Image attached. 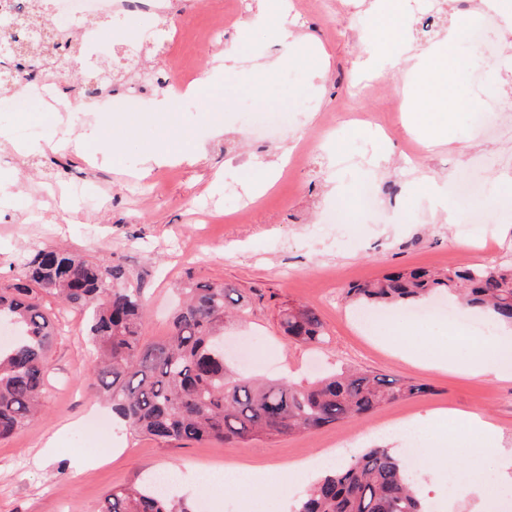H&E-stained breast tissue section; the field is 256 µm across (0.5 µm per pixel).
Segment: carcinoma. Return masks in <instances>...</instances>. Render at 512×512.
<instances>
[{
	"instance_id": "1",
	"label": "carcinoma",
	"mask_w": 512,
	"mask_h": 512,
	"mask_svg": "<svg viewBox=\"0 0 512 512\" xmlns=\"http://www.w3.org/2000/svg\"><path fill=\"white\" fill-rule=\"evenodd\" d=\"M131 67L128 62L116 70L107 63L96 85L84 90L85 97L99 98ZM436 294L456 295L469 308L512 326V263L391 272L349 288L346 297L361 308L410 307ZM48 297L90 311L87 336L99 353L92 388L132 433L157 440L248 444L363 419L385 404L426 392L421 385L360 372L335 373L307 385L258 383L233 373L224 365L219 340L224 316L243 302L236 288L219 282L192 284L170 335L149 343L142 336L143 288L127 283L123 265L44 248L23 264L12 287L0 289V327L16 330L11 343L0 347V440L13 437L39 412L48 352L58 332L47 312ZM280 322L297 342L326 341L323 322L312 308L288 309ZM406 471L390 449L368 448L350 463L326 470L293 512H429ZM99 512L194 510L147 483L113 488Z\"/></svg>"
}]
</instances>
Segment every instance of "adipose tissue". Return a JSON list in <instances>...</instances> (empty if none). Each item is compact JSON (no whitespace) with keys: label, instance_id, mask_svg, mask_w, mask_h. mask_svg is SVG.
I'll use <instances>...</instances> for the list:
<instances>
[{"label":"adipose tissue","instance_id":"ef3b65f1","mask_svg":"<svg viewBox=\"0 0 512 512\" xmlns=\"http://www.w3.org/2000/svg\"><path fill=\"white\" fill-rule=\"evenodd\" d=\"M282 0H256L247 24L265 29L272 41L290 47L301 44L288 21V13L281 6ZM402 313H395L393 321L373 328L372 333L385 343H400L403 355L410 361L432 371H457L472 378L486 379L499 376V360L512 355V346L474 341L462 354L450 353L447 344L434 343L423 336H409L407 342H399L396 332L404 328ZM456 419L463 430L455 443L435 428ZM497 427L477 409L458 410L438 407L428 410L425 416H416L395 422L380 430L383 441L415 439L423 448L430 465L444 470L453 484L458 499H478L484 507H491L503 494L500 477H493L481 468L482 462L495 450L498 440ZM458 460L459 468H449V460ZM319 458L289 462L278 466L230 464L221 470L200 472V487L225 486L241 489L247 496L282 491L307 481L310 473L319 465Z\"/></svg>","mask_w":512,"mask_h":512}]
</instances>
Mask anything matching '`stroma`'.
I'll use <instances>...</instances> for the list:
<instances>
[{"mask_svg":"<svg viewBox=\"0 0 512 512\" xmlns=\"http://www.w3.org/2000/svg\"><path fill=\"white\" fill-rule=\"evenodd\" d=\"M251 0H175L164 15L127 21L132 43L146 46L142 75L161 74L164 61L153 52L158 32L188 72L223 64L224 51L237 45L247 67L283 46L267 42L263 30L246 28ZM370 0H288V18L310 46L321 68L312 75L300 61L284 66L262 93L244 78L199 93L175 113L168 131L142 106L114 159L92 146L76 150L89 126L120 118L119 100L92 102L66 117L68 134L40 109L0 114V168L13 171L15 195L0 204V288L14 283L23 262L36 250L63 246L90 259L123 265L148 303L144 338L165 339L180 295L197 281L224 282L249 302L245 319L224 324L226 357L241 376L308 384L339 369L381 374L425 386L426 394L401 398L361 420H343L311 433L232 445L219 441L165 442L127 431L110 405L98 399L85 376L95 357L85 336L83 314L52 303L62 333L48 359L44 406L22 431L0 441V512H99L110 489L139 484L159 470H173L177 491L197 503L199 468L226 462L274 465L336 451L351 462L365 438L390 416H415L434 407L479 408L499 429L498 446L512 451V364L500 376L473 379L430 372L370 342L361 311L346 290L403 268L446 270L483 266L497 250L512 260V210L501 212L495 186L502 169L474 164L512 154V112L501 118L493 139L476 131L472 106L492 92H512V49L482 67L465 36L447 48L448 71L440 77V97L448 109L433 107L430 84L412 72L415 48L438 41L456 21L463 0H411L401 16L406 43H390V30ZM224 34L216 44L197 40L216 18ZM218 108V120L206 111ZM281 109L280 131L268 128L269 112ZM448 134L447 144L426 143V125ZM203 151L194 162L178 159L182 129ZM41 144L23 156L25 141ZM389 160L373 162L377 147ZM166 148L171 159L148 161ZM283 156L274 185L261 196L246 190L244 177L255 162ZM459 180L469 192H454L452 211L437 209L435 189ZM373 182L375 211L362 210L358 191ZM307 306L320 315L328 341L315 347L288 338L280 313ZM473 314L417 322V333L447 342L456 350L473 337ZM264 354L247 366L244 344ZM57 446L45 450L49 439ZM109 454L107 463L85 466L91 455ZM415 485L438 512H475L472 501L456 499L447 478L419 467Z\"/></svg>","mask_w":512,"mask_h":512,"instance_id":"1","label":"stroma"}]
</instances>
